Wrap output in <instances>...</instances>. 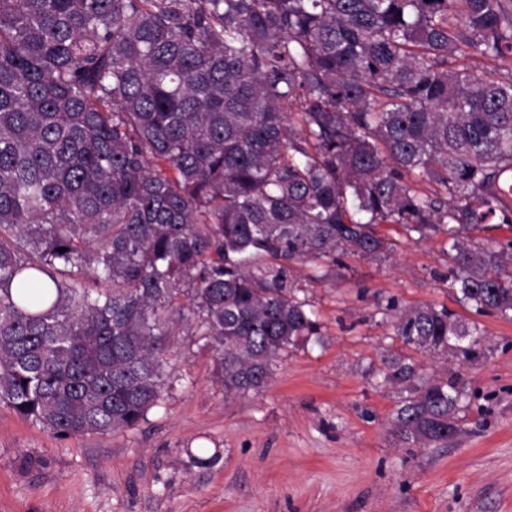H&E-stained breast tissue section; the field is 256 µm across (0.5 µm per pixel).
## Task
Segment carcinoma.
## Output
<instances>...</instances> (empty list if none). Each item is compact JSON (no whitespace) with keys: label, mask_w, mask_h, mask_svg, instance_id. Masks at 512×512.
Here are the masks:
<instances>
[{"label":"carcinoma","mask_w":512,"mask_h":512,"mask_svg":"<svg viewBox=\"0 0 512 512\" xmlns=\"http://www.w3.org/2000/svg\"><path fill=\"white\" fill-rule=\"evenodd\" d=\"M511 54L512 0H0V402L59 437L133 429L184 324L224 396L257 392L321 335L297 266L385 255L383 224L445 234L456 300L512 319V240L472 237L512 230V76L464 63ZM394 334L486 350L444 306ZM382 368L405 444L457 432L460 374Z\"/></svg>","instance_id":"obj_1"}]
</instances>
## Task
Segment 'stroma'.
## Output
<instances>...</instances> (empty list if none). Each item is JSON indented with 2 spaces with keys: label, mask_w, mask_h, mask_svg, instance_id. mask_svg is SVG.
<instances>
[{
  "label": "stroma",
  "mask_w": 512,
  "mask_h": 512,
  "mask_svg": "<svg viewBox=\"0 0 512 512\" xmlns=\"http://www.w3.org/2000/svg\"><path fill=\"white\" fill-rule=\"evenodd\" d=\"M386 231L387 257H343L309 286L322 335L281 351L260 392L225 397L211 351L182 331L173 384L136 428L60 438L0 403V512H512V320L456 302L445 235ZM420 305L477 322L487 343L464 365L414 356L466 383L442 447L401 442L398 395L377 377L405 351L398 311Z\"/></svg>",
  "instance_id": "35a3bbf8"
}]
</instances>
